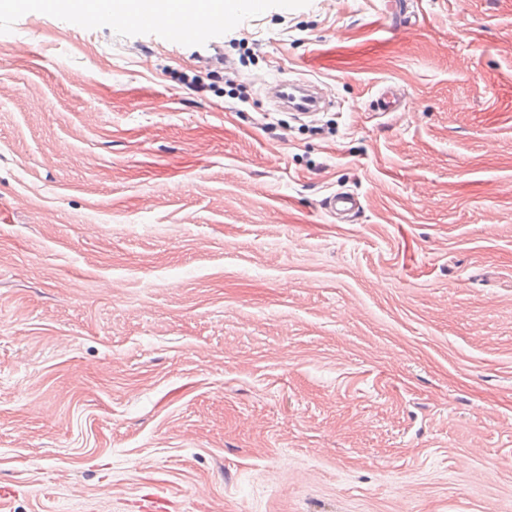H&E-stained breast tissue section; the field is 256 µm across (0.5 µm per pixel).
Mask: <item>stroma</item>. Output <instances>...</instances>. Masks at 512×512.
<instances>
[{"mask_svg":"<svg viewBox=\"0 0 512 512\" xmlns=\"http://www.w3.org/2000/svg\"><path fill=\"white\" fill-rule=\"evenodd\" d=\"M23 2L7 512H512V0H267L215 39ZM284 68L331 106L277 107ZM326 200V212L335 216H355L363 208L360 197L353 192H335Z\"/></svg>","mask_w":512,"mask_h":512,"instance_id":"stroma-1","label":"stroma"}]
</instances>
